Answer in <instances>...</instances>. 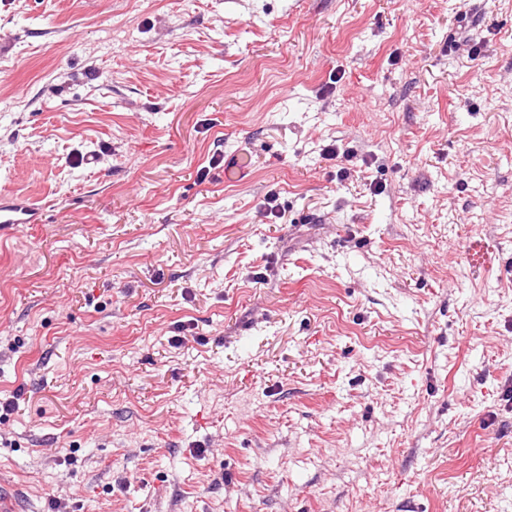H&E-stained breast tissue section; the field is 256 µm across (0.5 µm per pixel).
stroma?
<instances>
[{
	"mask_svg": "<svg viewBox=\"0 0 512 512\" xmlns=\"http://www.w3.org/2000/svg\"><path fill=\"white\" fill-rule=\"evenodd\" d=\"M1 194L0 512H512V0H0ZM44 210L20 196L0 198V225L23 229L26 224H41Z\"/></svg>",
	"mask_w": 512,
	"mask_h": 512,
	"instance_id": "1",
	"label": "stroma"
}]
</instances>
